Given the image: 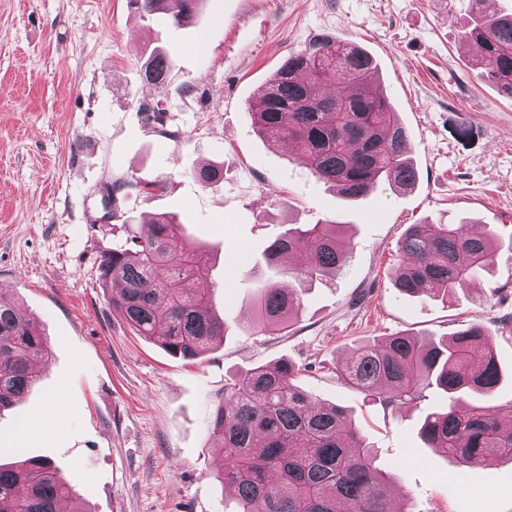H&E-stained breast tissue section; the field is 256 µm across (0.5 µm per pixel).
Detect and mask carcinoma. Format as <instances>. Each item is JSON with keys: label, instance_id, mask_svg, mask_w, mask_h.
<instances>
[{"label": "carcinoma", "instance_id": "1", "mask_svg": "<svg viewBox=\"0 0 512 512\" xmlns=\"http://www.w3.org/2000/svg\"><path fill=\"white\" fill-rule=\"evenodd\" d=\"M204 0H134L142 16L168 15L191 23ZM475 19L461 31L474 61L500 92L512 97V14L494 0H471ZM170 58L153 51L143 63L148 81L165 83ZM376 59L348 40L317 37L288 53L249 103L257 131L288 140L297 159L318 180L346 198H363L387 184L407 190L417 173L407 157L405 127L375 83ZM202 186L224 179L219 168L190 172ZM125 244L102 253L100 278L112 284V308L138 336L169 354L192 360L224 336L208 292L192 281L204 255L185 243L182 224L159 216L150 224H126ZM335 221L307 229L290 227L265 249L266 267L308 284L336 273L350 244ZM491 233L470 235L462 224H411L398 245L397 291L406 296L448 295L479 278L495 261ZM299 253L303 263L284 258ZM301 293L267 285L240 323L274 333L298 316ZM51 356V343L25 310L0 297V411L24 397ZM300 368L281 359L224 385V403L212 432L221 440L220 482L234 495L237 512H404L393 507L372 448L345 411L322 405L298 385ZM353 387L384 406L411 402L434 386L448 406L425 417L421 437L429 448L460 464L488 455L512 456V400L496 403L500 373L490 332L480 324L451 341L419 342L390 336L356 347L340 371ZM471 393L487 404L473 406ZM0 512H87L79 495L51 462L40 458L0 463Z\"/></svg>", "mask_w": 512, "mask_h": 512}]
</instances>
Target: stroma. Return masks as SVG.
<instances>
[{
	"instance_id": "1",
	"label": "stroma",
	"mask_w": 512,
	"mask_h": 512,
	"mask_svg": "<svg viewBox=\"0 0 512 512\" xmlns=\"http://www.w3.org/2000/svg\"><path fill=\"white\" fill-rule=\"evenodd\" d=\"M470 0H205L193 25L141 19L131 0H0V295L18 301L53 347L40 382L0 412V444L54 463L88 512H233L217 473L211 421L224 385L278 360L301 386L342 407L371 446L395 506L409 512H512V461L458 464L425 447L436 388L384 407L338 371L360 344L404 333L439 341L479 323L512 400V250L454 294L394 287L411 224H461L512 241V100L460 40ZM318 35L372 52L380 86L408 131L419 183L349 201L255 131L248 104L289 51ZM166 49L150 89L141 64ZM222 164L205 188L192 169ZM158 181L148 194L122 182ZM117 186L111 207L106 187ZM113 217H106V209ZM177 215L207 262L223 340L186 360L135 335L98 279L123 219ZM344 224V267L305 286L298 321L280 334L237 318L260 282L263 252L287 227ZM34 423L30 439L17 428Z\"/></svg>"
}]
</instances>
